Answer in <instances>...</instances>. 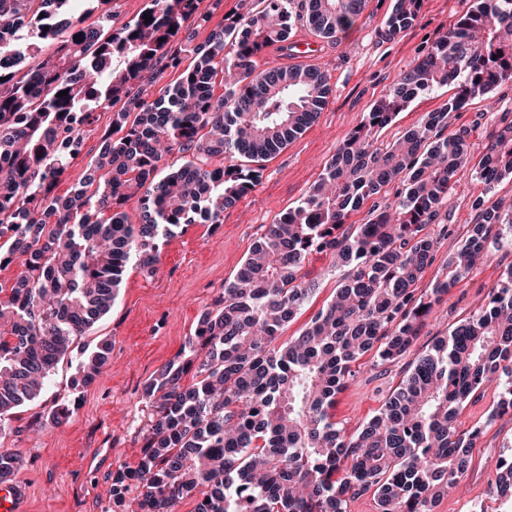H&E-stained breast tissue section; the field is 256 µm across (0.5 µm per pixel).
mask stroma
I'll list each match as a JSON object with an SVG mask.
<instances>
[{
	"mask_svg": "<svg viewBox=\"0 0 512 512\" xmlns=\"http://www.w3.org/2000/svg\"><path fill=\"white\" fill-rule=\"evenodd\" d=\"M471 0H420L415 23L394 37H384L392 0H368L354 24L327 39L309 25L292 28L291 40L312 43L315 58L286 54L280 44L263 49L258 70L315 68L328 79L331 93L316 121L281 151L262 160L260 183L232 207L222 224H193L161 246L153 274L129 268L110 312L86 335L75 338L72 352L57 367L50 389L19 408L11 432L0 446L20 457L14 480L18 512H140V488L129 484L113 495L112 481L133 469L142 454L147 423L143 387L146 380L180 351L193 336L201 313L212 306L242 262L265 233L289 208L298 205L319 179L328 160L384 97L401 74L458 21ZM454 89L444 86L413 99L378 139L388 143L416 127L436 111ZM490 121L476 125L480 112ZM512 123V79L488 96L469 101L456 112L448 130L470 129L467 170L448 199V238L419 283L427 289L448 272L453 254L470 222V204L480 194L476 179L492 133ZM512 265V248L491 249L471 273L449 290L427 319L412 347L418 356L445 335L454 323L477 308ZM318 281V289L280 333L288 341L333 297L344 271L328 255L310 253L303 267ZM107 338L112 342L109 366L87 387L72 384L81 350ZM406 361L380 364L365 356L354 377L336 397L334 414L347 434H355L377 413L384 399L400 384ZM75 401L66 422L54 426L46 416L55 400ZM492 395L469 404L457 424L466 430L478 425L482 434L471 450L468 473L442 497L434 512H461L464 503L482 497L485 512H499V500L489 496L496 465L512 455V417L491 418Z\"/></svg>",
	"mask_w": 512,
	"mask_h": 512,
	"instance_id": "stroma-1",
	"label": "stroma"
}]
</instances>
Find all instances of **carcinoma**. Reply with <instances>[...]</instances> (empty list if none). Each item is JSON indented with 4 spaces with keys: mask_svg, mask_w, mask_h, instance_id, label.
Returning a JSON list of instances; mask_svg holds the SVG:
<instances>
[{
    "mask_svg": "<svg viewBox=\"0 0 512 512\" xmlns=\"http://www.w3.org/2000/svg\"><path fill=\"white\" fill-rule=\"evenodd\" d=\"M364 2L239 0V11L198 43L210 21L203 0H147L115 30L112 0H0V33L14 30L12 39L0 36V68H13L0 81V269L16 261L25 268L0 297V433L45 390L75 337L111 310L129 262L151 273L162 240L190 224L222 223L224 209L260 180L249 162L279 152L324 109L330 87L320 72L258 73L255 57L287 42L301 22L337 37ZM419 3L393 0L385 33L411 27ZM47 11L51 38L39 25ZM95 11L96 24L83 25ZM507 32L512 0H474L367 113L306 197L269 226L183 354L145 384L142 455L116 490L140 484L144 512H175L197 492L195 512H348L368 493L380 512H433L463 478L481 428L459 429L460 412L490 388L499 392L495 414L512 410V266L486 305L409 364L358 433L346 434L331 409L364 355L374 350L385 363L410 353L442 296L512 234V208L491 196L512 175L511 125L489 140L483 191L448 275L417 288L448 238L444 203L465 171L469 130L444 131L472 97L512 78ZM41 54L36 66L17 68ZM184 54L193 61L182 70ZM167 68L176 80L149 98L147 86ZM227 72L234 80L215 93ZM451 83L455 93L437 111L397 141L378 143V130L411 99ZM102 110L109 122L84 176L57 193ZM173 152L190 159L160 175ZM216 157L223 162L214 167ZM390 186L391 202L374 206L366 223L346 225ZM132 199L136 224L126 212ZM314 251L348 271L305 330L276 346L318 287L303 273ZM111 353V341H98L73 386L92 383ZM19 468L0 449V483ZM498 469L490 493L512 512V458Z\"/></svg>",
    "mask_w": 512,
    "mask_h": 512,
    "instance_id": "obj_1",
    "label": "carcinoma"
}]
</instances>
